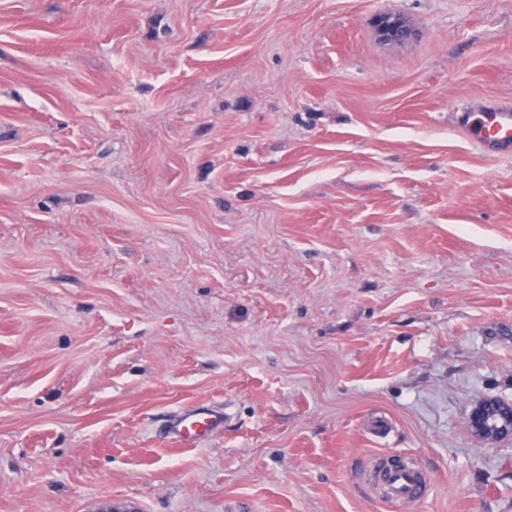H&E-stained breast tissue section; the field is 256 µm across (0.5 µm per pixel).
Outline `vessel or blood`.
Here are the masks:
<instances>
[{"label":"vessel or blood","instance_id":"vessel-or-blood-1","mask_svg":"<svg viewBox=\"0 0 512 512\" xmlns=\"http://www.w3.org/2000/svg\"><path fill=\"white\" fill-rule=\"evenodd\" d=\"M454 127L482 148L512 149V105H492L460 112ZM216 422L213 414L190 411L175 420L172 431L179 442L191 445L207 436ZM372 480L388 499L401 505L418 500L423 492L420 473L412 466L394 469L388 464H379L372 473Z\"/></svg>","mask_w":512,"mask_h":512}]
</instances>
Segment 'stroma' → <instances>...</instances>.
Here are the masks:
<instances>
[{
    "label": "stroma",
    "instance_id": "1",
    "mask_svg": "<svg viewBox=\"0 0 512 512\" xmlns=\"http://www.w3.org/2000/svg\"><path fill=\"white\" fill-rule=\"evenodd\" d=\"M488 101L512 0H0V512H512ZM374 29L377 36L383 41H405L413 35L412 29L406 22L383 14L375 18ZM454 127L457 132L484 149H512V105H492L458 112ZM470 432L484 441L512 439V402L498 398H484L467 419ZM216 422L217 418L213 414L190 411L175 420L172 431L183 445H191L207 436ZM372 480L388 499L401 505L412 503L422 496L421 476L413 466L394 469L387 462L381 463L374 469Z\"/></svg>",
    "mask_w": 512,
    "mask_h": 512
}]
</instances>
